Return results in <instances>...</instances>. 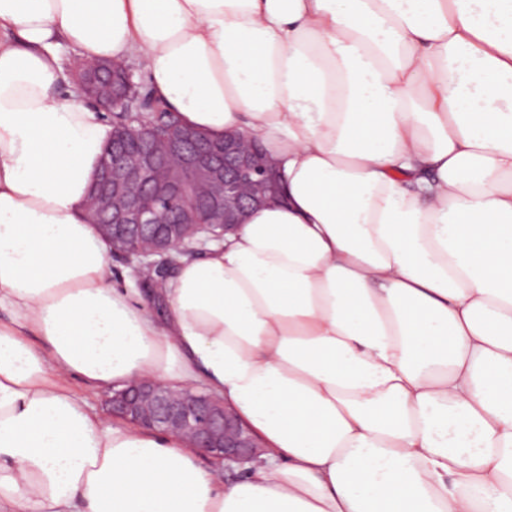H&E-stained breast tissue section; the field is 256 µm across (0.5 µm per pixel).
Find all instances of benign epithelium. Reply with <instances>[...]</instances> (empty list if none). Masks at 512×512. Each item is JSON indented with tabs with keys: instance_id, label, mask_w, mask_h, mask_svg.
<instances>
[{
	"instance_id": "7a95c632",
	"label": "benign epithelium",
	"mask_w": 512,
	"mask_h": 512,
	"mask_svg": "<svg viewBox=\"0 0 512 512\" xmlns=\"http://www.w3.org/2000/svg\"><path fill=\"white\" fill-rule=\"evenodd\" d=\"M123 105L130 123L112 131L96 175L92 205L100 232L113 243L146 241L150 248L124 253L155 275L140 279L156 291L172 273L166 256L220 241L254 207L281 202L277 168L254 137L224 138L218 147L192 130L171 135L160 147L147 132L145 113L157 102L127 80L112 87V106ZM212 216L196 224L195 208ZM112 415L149 429L189 436L202 452L231 470L261 461L264 449L251 430L220 400L196 389L176 394L145 380L112 391Z\"/></svg>"
}]
</instances>
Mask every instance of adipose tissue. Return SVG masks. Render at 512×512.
Masks as SVG:
<instances>
[{"instance_id":"adipose-tissue-1","label":"adipose tissue","mask_w":512,"mask_h":512,"mask_svg":"<svg viewBox=\"0 0 512 512\" xmlns=\"http://www.w3.org/2000/svg\"><path fill=\"white\" fill-rule=\"evenodd\" d=\"M64 45L279 165L164 321L85 217L111 127ZM1 309L0 512H512V0H0ZM144 379L263 464L223 481L74 389Z\"/></svg>"}]
</instances>
